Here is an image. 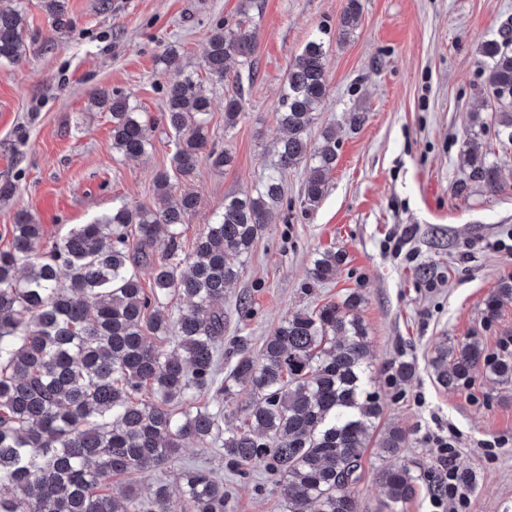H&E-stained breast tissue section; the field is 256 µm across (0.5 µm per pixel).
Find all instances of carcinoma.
<instances>
[{"label": "carcinoma", "instance_id": "cac0c4a2", "mask_svg": "<svg viewBox=\"0 0 512 512\" xmlns=\"http://www.w3.org/2000/svg\"><path fill=\"white\" fill-rule=\"evenodd\" d=\"M244 19L209 40L204 70L224 83L228 64L254 75L256 30ZM21 0H0V60L25 55ZM58 30L69 24L65 0H45ZM359 0H348L338 26L344 40L355 28ZM326 42L308 41L290 66L277 108L285 131L277 146L283 173L308 166L304 201L317 206L336 166V131L328 127L311 147L309 131L327 97ZM485 83L499 101H512V25L480 48ZM92 103L110 114L112 147L126 157L145 154L147 118L130 96L99 91ZM211 98L202 81L177 72L167 88L165 124L177 136L173 162L184 180L200 159L223 168L232 161L209 141ZM238 94L224 97V127L237 124ZM495 137L512 144V111L496 117ZM477 141L460 164L459 188L473 182L496 193L504 188L497 165ZM160 208L115 206L89 224H74L47 240L45 227L28 213L16 216L9 247L0 250V512H145L136 475L177 461L194 441L221 444L227 467L263 461L285 486L286 512H360L352 486L367 448L384 458L399 454L406 433L381 424L383 406L373 386L368 331L354 292L339 302L285 317L252 353L234 342L239 357L218 378L224 358V291L240 273L282 201V180L270 176L253 194L224 197V208L197 239L193 259L177 262L181 228L200 206L194 192L173 194L167 174L154 178ZM342 256L318 254L310 276L333 277ZM150 268L144 287L139 267ZM185 310L163 311L174 296ZM512 297L502 283L485 303L492 317ZM166 340L167 349L155 343ZM439 384L456 388L482 371L512 380V358L492 357L477 337L444 347L431 361ZM416 366L400 360L391 380L404 382ZM236 385L250 388L253 402L242 425L226 433L222 408L197 404L221 400ZM382 512H400L416 492L405 465L379 471ZM189 512H224V481L205 467L184 471L176 487L155 482L150 512H172L175 500Z\"/></svg>", "mask_w": 512, "mask_h": 512}]
</instances>
